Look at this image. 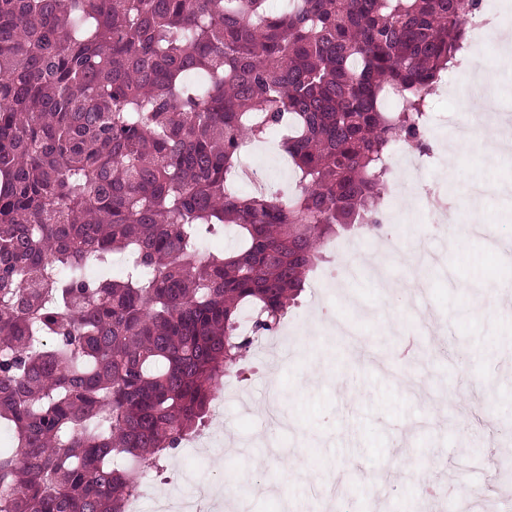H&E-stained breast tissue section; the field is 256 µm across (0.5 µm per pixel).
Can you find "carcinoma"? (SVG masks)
I'll use <instances>...</instances> for the list:
<instances>
[{"mask_svg":"<svg viewBox=\"0 0 512 512\" xmlns=\"http://www.w3.org/2000/svg\"><path fill=\"white\" fill-rule=\"evenodd\" d=\"M286 2L0 0V512H127L131 464L199 435L324 243L377 225L396 143L428 153L480 0ZM272 132L297 192L245 196Z\"/></svg>","mask_w":512,"mask_h":512,"instance_id":"obj_1","label":"carcinoma"}]
</instances>
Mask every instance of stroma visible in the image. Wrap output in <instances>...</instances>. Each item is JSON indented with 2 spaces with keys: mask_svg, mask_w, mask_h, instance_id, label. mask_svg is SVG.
<instances>
[{
  "mask_svg": "<svg viewBox=\"0 0 512 512\" xmlns=\"http://www.w3.org/2000/svg\"><path fill=\"white\" fill-rule=\"evenodd\" d=\"M464 78L445 76L430 97L441 117L435 138L451 140L461 114ZM512 179L478 147L456 153L453 163L427 160L404 210L419 209L437 183L455 188L473 181ZM493 223L470 236L467 254L451 248L460 224L430 236L440 257L424 292L399 296L412 270L389 262V288L361 269L350 285L322 287L326 272L340 271L352 255L341 232L324 248L283 329L239 363L243 378L224 379L216 394L224 408L212 421L205 446L178 448L157 493L180 498L206 483L237 477L243 483L275 481L278 470L305 465L284 489L291 512H317L315 494L335 490L344 512H438L418 493L426 482L454 481L458 460L470 469L458 493L490 512H512V485L498 478L512 466V440L490 423L512 428V304L502 286L512 264L485 244L492 235L512 242V198L488 195ZM337 313L352 321L362 340L315 328L317 316Z\"/></svg>",
  "mask_w": 512,
  "mask_h": 512,
  "instance_id": "1",
  "label": "stroma"
}]
</instances>
